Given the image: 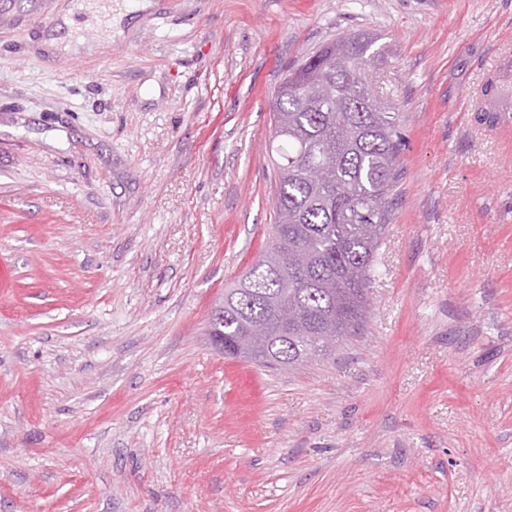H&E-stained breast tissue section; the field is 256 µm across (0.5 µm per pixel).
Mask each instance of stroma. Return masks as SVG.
I'll return each mask as SVG.
<instances>
[{
  "label": "stroma",
  "instance_id": "35a3bbf8",
  "mask_svg": "<svg viewBox=\"0 0 512 512\" xmlns=\"http://www.w3.org/2000/svg\"><path fill=\"white\" fill-rule=\"evenodd\" d=\"M381 48L399 114L370 313L224 357L269 246L287 67ZM512 0H13L0 10V512H512Z\"/></svg>",
  "mask_w": 512,
  "mask_h": 512
}]
</instances>
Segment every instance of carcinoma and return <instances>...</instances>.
<instances>
[{
    "mask_svg": "<svg viewBox=\"0 0 512 512\" xmlns=\"http://www.w3.org/2000/svg\"><path fill=\"white\" fill-rule=\"evenodd\" d=\"M375 45L363 34L328 43L276 91L273 240L210 315L226 355L292 369L323 352L317 337L364 326L401 151L398 113L365 78Z\"/></svg>",
    "mask_w": 512,
    "mask_h": 512,
    "instance_id": "carcinoma-1",
    "label": "carcinoma"
}]
</instances>
